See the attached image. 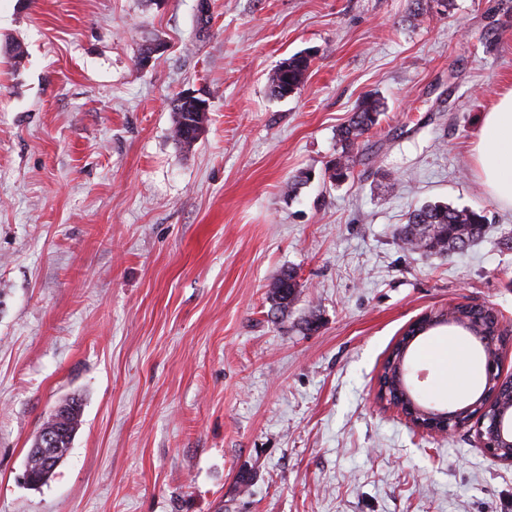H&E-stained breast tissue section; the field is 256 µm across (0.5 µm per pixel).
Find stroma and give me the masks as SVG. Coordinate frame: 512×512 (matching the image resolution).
Wrapping results in <instances>:
<instances>
[{
    "label": "stroma",
    "instance_id": "stroma-1",
    "mask_svg": "<svg viewBox=\"0 0 512 512\" xmlns=\"http://www.w3.org/2000/svg\"><path fill=\"white\" fill-rule=\"evenodd\" d=\"M0 0V512H512V465L464 427L377 398L393 346L455 304L498 316L512 375V209L477 176L512 89V0ZM21 44L14 58L10 48ZM151 62L140 67L145 48ZM311 54L303 85L268 78ZM208 101L197 141L169 101ZM380 123L329 179L365 95ZM427 201L484 210L470 247L406 250ZM288 269L297 295L276 310ZM459 327L415 342L440 390ZM82 424L53 477L22 473L53 410Z\"/></svg>",
    "mask_w": 512,
    "mask_h": 512
}]
</instances>
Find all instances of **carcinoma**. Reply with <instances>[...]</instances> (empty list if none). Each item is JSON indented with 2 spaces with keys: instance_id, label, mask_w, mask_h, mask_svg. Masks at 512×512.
Wrapping results in <instances>:
<instances>
[{
  "instance_id": "1",
  "label": "carcinoma",
  "mask_w": 512,
  "mask_h": 512,
  "mask_svg": "<svg viewBox=\"0 0 512 512\" xmlns=\"http://www.w3.org/2000/svg\"><path fill=\"white\" fill-rule=\"evenodd\" d=\"M310 58L294 54L280 63L270 75L269 90L276 97H284L287 91L299 88L306 77ZM175 115L173 137L177 143L190 146L199 137V121L193 107L182 102L179 97L170 101ZM380 102L371 97H363L357 104L348 124L340 131L343 151L336 159L330 178L341 182L350 176L349 153L373 127L378 125ZM487 224L484 210L472 208H453L448 204H426L408 213L406 224L398 233L399 241L413 249L430 254H449L463 249L478 240ZM298 283L293 271L280 275L273 285L271 298L275 305L286 308L296 296ZM81 424V404L72 398L65 402V410L53 412L44 422L64 432L59 447L68 449L71 432Z\"/></svg>"
}]
</instances>
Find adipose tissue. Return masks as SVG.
Masks as SVG:
<instances>
[{"label":"adipose tissue","instance_id":"adipose-tissue-1","mask_svg":"<svg viewBox=\"0 0 512 512\" xmlns=\"http://www.w3.org/2000/svg\"><path fill=\"white\" fill-rule=\"evenodd\" d=\"M477 167L491 199L512 209V91L500 96L485 116Z\"/></svg>","mask_w":512,"mask_h":512}]
</instances>
